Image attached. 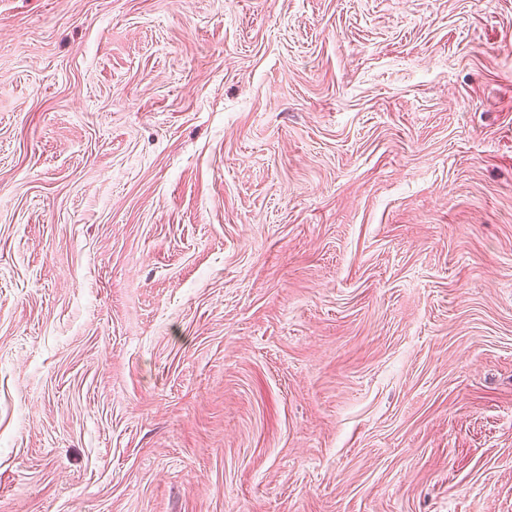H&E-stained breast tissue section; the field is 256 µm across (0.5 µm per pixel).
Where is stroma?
I'll list each match as a JSON object with an SVG mask.
<instances>
[{
    "label": "stroma",
    "mask_w": 512,
    "mask_h": 512,
    "mask_svg": "<svg viewBox=\"0 0 512 512\" xmlns=\"http://www.w3.org/2000/svg\"><path fill=\"white\" fill-rule=\"evenodd\" d=\"M0 512H512V0H0Z\"/></svg>",
    "instance_id": "obj_1"
}]
</instances>
